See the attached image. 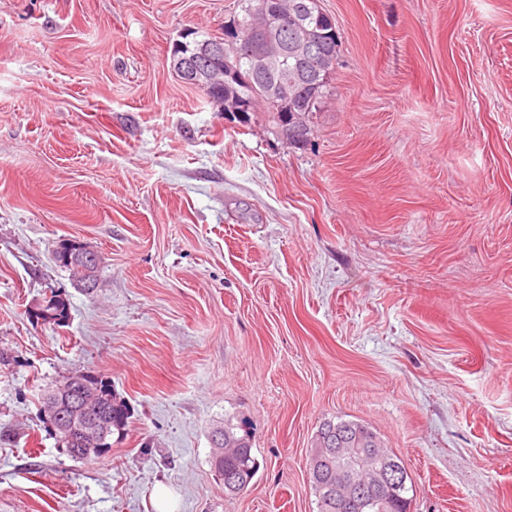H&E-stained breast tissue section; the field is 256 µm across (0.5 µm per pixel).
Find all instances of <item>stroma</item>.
Segmentation results:
<instances>
[{"label": "stroma", "instance_id": "stroma-1", "mask_svg": "<svg viewBox=\"0 0 512 512\" xmlns=\"http://www.w3.org/2000/svg\"><path fill=\"white\" fill-rule=\"evenodd\" d=\"M235 0H0V512H318L327 421L400 457L410 512H512V0H321L340 34L306 146L182 82ZM102 259L86 293L51 259ZM69 301L57 327L34 313ZM131 408L57 445L74 372ZM247 420L230 495L210 433ZM83 246V243L72 240V239H63L60 240L57 247L52 251L51 259L54 263L58 264L60 267L67 269L74 279H77L78 282L82 283L83 290L86 293H91L95 288H87L85 284L82 282V275L88 284L94 276V272L96 269V274L94 277L93 287L97 286V276L98 270L101 264L99 262L98 253L88 249L87 247H83L82 253L79 254L80 248ZM77 254H79V259L81 260V266L77 269V266L70 261V258H74ZM99 263V264H98ZM97 267V268H96ZM79 278V279H78ZM96 282V283H95ZM68 310V301L65 297H63L60 292L51 293V296L44 300L43 304L40 308H38V312L34 313V316L38 319L43 318L44 323L52 324L58 327L65 326L67 324V319L60 318L64 316L65 312ZM45 312L55 313L54 318H60L58 321H47ZM59 314L61 316H59ZM77 380V381H75ZM74 385L75 394L72 395L70 389ZM87 393L93 396H97L101 402L107 404L111 408L112 412V423L110 424L109 430V418L110 412L106 405L98 402L96 412H90L85 408L80 401L79 395ZM63 394H65V404ZM59 397L60 404L54 403L55 398ZM76 403L72 405L73 400ZM46 410L50 423L53 427L54 437L62 448H65L68 455L74 460H88L94 456H98L109 448L107 440L112 436L114 431L124 430L129 423L131 417L130 408L125 400L112 391V386L109 382L99 378L98 376L91 375L89 373H74L68 376L60 384L56 385L55 388L48 391L45 398ZM69 405H72L68 408ZM70 409L73 413V417H64L59 421V414H66L67 410ZM77 415L78 419L84 423L82 431H78L79 435L77 438L72 436L74 428V420ZM62 416V415H59ZM59 421V430L65 434V436L78 446L69 443V441L56 429V423ZM106 432V434H105ZM104 436L101 444L98 447L97 444L101 436ZM95 447V448H94ZM75 448H94L91 450H75Z\"/></svg>", "mask_w": 512, "mask_h": 512}]
</instances>
